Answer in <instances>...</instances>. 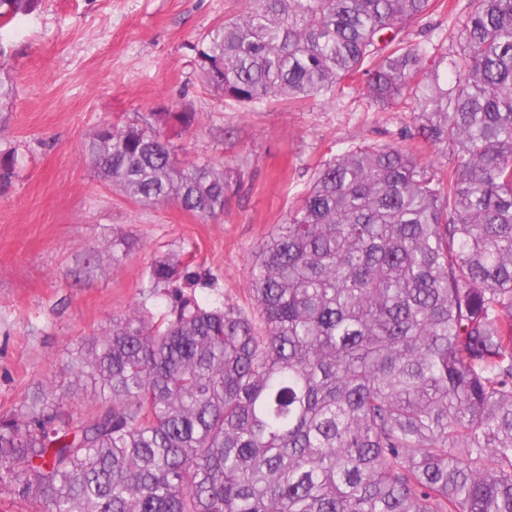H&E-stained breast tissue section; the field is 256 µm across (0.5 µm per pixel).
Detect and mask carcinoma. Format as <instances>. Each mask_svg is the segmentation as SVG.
<instances>
[{
	"label": "carcinoma",
	"mask_w": 512,
	"mask_h": 512,
	"mask_svg": "<svg viewBox=\"0 0 512 512\" xmlns=\"http://www.w3.org/2000/svg\"><path fill=\"white\" fill-rule=\"evenodd\" d=\"M197 48L243 105L360 79L415 148L326 162L256 247L251 308L214 279L144 271L142 299L0 416V487L37 512H512V0H469L451 44H412L434 0H238ZM37 0H0V19ZM105 127L97 177L142 206L224 212L228 173L154 125ZM158 295L170 308L155 318ZM79 395L87 410H63Z\"/></svg>",
	"instance_id": "obj_1"
}]
</instances>
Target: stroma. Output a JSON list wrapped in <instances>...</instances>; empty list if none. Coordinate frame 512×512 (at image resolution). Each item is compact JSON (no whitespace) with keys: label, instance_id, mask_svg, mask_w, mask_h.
<instances>
[{"label":"stroma","instance_id":"35a3bbf8","mask_svg":"<svg viewBox=\"0 0 512 512\" xmlns=\"http://www.w3.org/2000/svg\"><path fill=\"white\" fill-rule=\"evenodd\" d=\"M468 0H445L412 42L451 34ZM237 0H38L0 21V415L61 376L68 349L141 298L152 263L180 259L213 275L204 301L248 306V265L325 161L351 146L399 147L412 113L386 112L361 83L290 102L242 106L205 83L197 40ZM192 112L170 133L179 158L230 170L223 215L144 208L96 180L88 152L105 124L142 125Z\"/></svg>","mask_w":512,"mask_h":512}]
</instances>
